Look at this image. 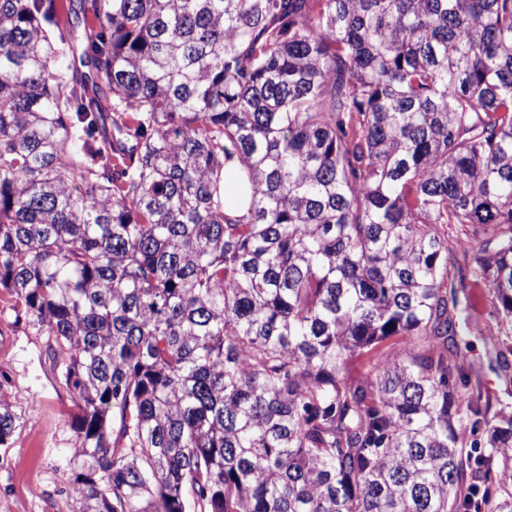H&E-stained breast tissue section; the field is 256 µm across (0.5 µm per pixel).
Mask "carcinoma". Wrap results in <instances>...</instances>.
Returning a JSON list of instances; mask_svg holds the SVG:
<instances>
[{
    "label": "carcinoma",
    "instance_id": "carcinoma-1",
    "mask_svg": "<svg viewBox=\"0 0 512 512\" xmlns=\"http://www.w3.org/2000/svg\"><path fill=\"white\" fill-rule=\"evenodd\" d=\"M475 286L512 327V0H0V290L73 512H512ZM245 169L241 166L236 154L231 157H224V188H228L231 198H238V201L229 210L237 215L246 211L249 202V185L247 183ZM470 308L471 318L479 324L481 334L475 336L456 338L461 349L467 354L466 365H471V380L479 378L484 388L491 395H497L502 400L507 398L505 392H512V380L500 377L496 370L495 363L491 366L488 352L502 340L512 342V335L504 336L501 320L488 301V294L483 288H468L466 290ZM511 338V340H510ZM465 342H469L470 349L465 348Z\"/></svg>",
    "mask_w": 512,
    "mask_h": 512
}]
</instances>
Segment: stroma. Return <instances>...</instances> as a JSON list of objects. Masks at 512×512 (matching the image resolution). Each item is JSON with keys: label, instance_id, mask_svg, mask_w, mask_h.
<instances>
[{"label": "stroma", "instance_id": "stroma-1", "mask_svg": "<svg viewBox=\"0 0 512 512\" xmlns=\"http://www.w3.org/2000/svg\"><path fill=\"white\" fill-rule=\"evenodd\" d=\"M479 334L466 351L472 377L490 394L504 396L512 381L500 377L488 356L504 338L501 321L486 291H466ZM0 368L9 382L1 387L25 422L10 448L0 451V512H73L72 473L67 460L74 447L79 408L74 396L58 383L50 366L46 339L16 322L8 297L0 293Z\"/></svg>", "mask_w": 512, "mask_h": 512}]
</instances>
